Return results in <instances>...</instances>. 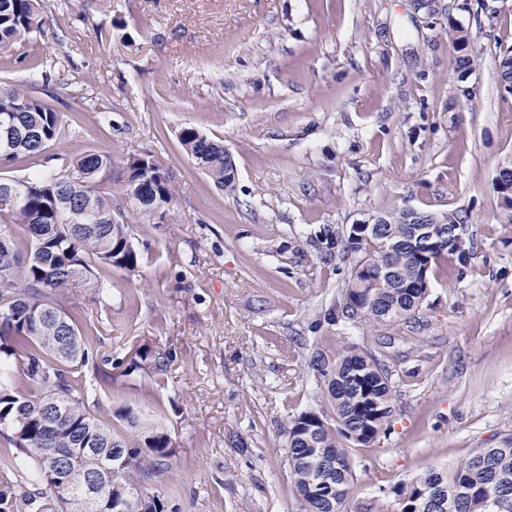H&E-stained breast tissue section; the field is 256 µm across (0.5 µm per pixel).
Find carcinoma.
<instances>
[{
  "label": "carcinoma",
  "mask_w": 512,
  "mask_h": 512,
  "mask_svg": "<svg viewBox=\"0 0 512 512\" xmlns=\"http://www.w3.org/2000/svg\"><path fill=\"white\" fill-rule=\"evenodd\" d=\"M41 0H0V47H9L42 27ZM455 64L467 68V32L450 27ZM499 79L512 90V50L499 57ZM60 115L48 104L15 86L0 87V164L37 157L61 134ZM183 150L214 184L228 192L235 181L224 177V144L193 126L179 132ZM57 171L25 180L0 177V193L15 187L17 202L0 207V428L9 431L0 449V512H81L88 480L104 463L112 468L101 485L99 508L87 512H174L166 498L142 489L137 477L161 471L174 454L170 434L150 422L132 404L115 411L116 432L96 416L89 400L112 391V377L94 364L91 336L63 310L56 294L82 278L100 293L112 283L97 278L100 268L133 272L139 254L129 234L128 212L156 220L155 208L175 202L168 166L145 152L129 172L102 186L98 169L112 166L106 154L61 152ZM120 194L130 211L114 214L112 197ZM379 236L355 226L344 245L353 255L350 279L338 310L360 324L405 318L429 294L424 260L415 245L413 225L401 210L382 215ZM392 248L382 251V242ZM384 252L396 274L391 288L365 286L363 262ZM445 253L468 259L463 245L444 241L429 265ZM336 411L338 430L309 411L287 425L288 465L305 512H344L354 492L349 451L338 440L357 445L375 441L393 415L390 373L371 352L351 351L322 370ZM59 410L56 424L43 423L46 407ZM55 448L66 470L63 488L50 480L39 449ZM398 512H512V436L475 448L452 468L432 467L400 484Z\"/></svg>",
  "instance_id": "obj_1"
}]
</instances>
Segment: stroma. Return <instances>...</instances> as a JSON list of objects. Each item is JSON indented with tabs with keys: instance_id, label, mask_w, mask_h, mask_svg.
<instances>
[{
	"instance_id": "stroma-1",
	"label": "stroma",
	"mask_w": 512,
	"mask_h": 512,
	"mask_svg": "<svg viewBox=\"0 0 512 512\" xmlns=\"http://www.w3.org/2000/svg\"><path fill=\"white\" fill-rule=\"evenodd\" d=\"M45 24L0 51V84L60 112L63 137L0 167L25 179L55 153L170 168L164 222L130 219L135 273L111 297L56 295L112 376L96 411L136 404L175 453L143 488L175 512H304L286 426L336 415L316 360L371 351L390 368L385 435L350 447L345 512H397L395 487L512 434V224L494 188L512 159V0H42ZM469 34L454 64L449 27ZM193 126L233 154V191L184 153ZM405 207L467 215V262L441 257L408 318L329 319L352 225ZM168 355L165 372L151 362Z\"/></svg>"
}]
</instances>
